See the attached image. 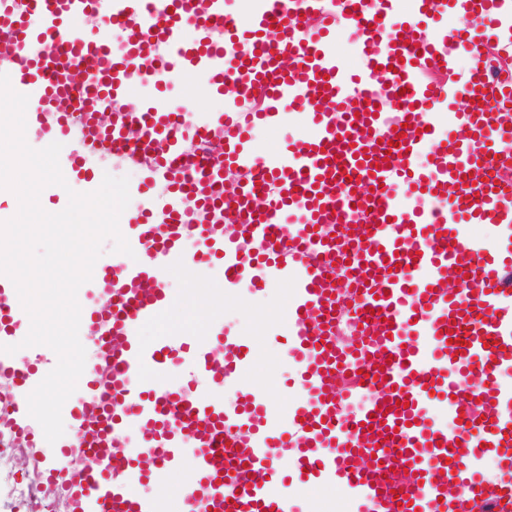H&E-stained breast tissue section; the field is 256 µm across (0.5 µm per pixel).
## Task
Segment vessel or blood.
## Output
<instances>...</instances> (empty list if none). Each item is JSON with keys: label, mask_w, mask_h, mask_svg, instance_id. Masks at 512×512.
<instances>
[{"label": "vessel or blood", "mask_w": 512, "mask_h": 512, "mask_svg": "<svg viewBox=\"0 0 512 512\" xmlns=\"http://www.w3.org/2000/svg\"><path fill=\"white\" fill-rule=\"evenodd\" d=\"M231 0H0V73L28 95L35 120L50 136H71L74 153L63 175L97 188L87 162L122 147L139 128L154 150L139 157L149 183L169 196L160 213L144 209L126 238L135 256L94 268L78 301L111 296L112 310L82 314L81 328L99 323L101 382H90L71 414L85 447L111 452L119 468L98 466L62 475L75 487L76 512H160L141 495L145 480L165 487L177 471L187 434L194 469L180 489L182 512H296L316 488H334L359 512H512V240L487 244L471 224L512 233V199L485 178L489 166L512 170V77H488L485 42L512 50L506 0H257L247 24L234 21ZM459 17L453 30L438 26ZM359 34L363 61L353 69L333 47L337 21ZM65 35L74 59L96 57L86 78L83 112L71 109L72 75L47 49L46 26ZM473 64L464 84H433L422 69L454 71L460 52ZM224 97L220 112L195 114L175 128L149 95L183 74ZM299 105L308 134L259 157L250 131L287 125ZM112 106V123L98 115ZM398 138L389 154L384 140ZM221 140L222 151L191 185L190 142ZM248 173L216 205L213 191L228 170ZM355 179L340 185L341 172ZM343 226L360 276L366 323L352 318L354 339H336L334 316L344 287L322 273L340 245ZM192 233L198 248L180 247ZM201 271L219 267L225 287L242 280L289 284L290 312L277 325L300 363L307 401L272 399L271 380L245 383L237 400L224 387L253 367L250 345L209 324L206 334L145 343L146 324L167 317L172 299L158 266ZM456 290H449V281ZM12 281L0 275V322L26 325ZM190 360L185 385L161 381L165 369ZM0 353V370L15 380L11 412L24 418L29 372ZM375 375L361 413H346L353 392L347 374ZM155 381L144 384V376ZM446 403L457 424L439 426L433 402ZM137 434L140 453H127ZM499 472L478 468L488 455ZM295 468L279 474L277 459ZM393 469L390 492L374 476Z\"/></svg>", "instance_id": "b4317fda"}]
</instances>
